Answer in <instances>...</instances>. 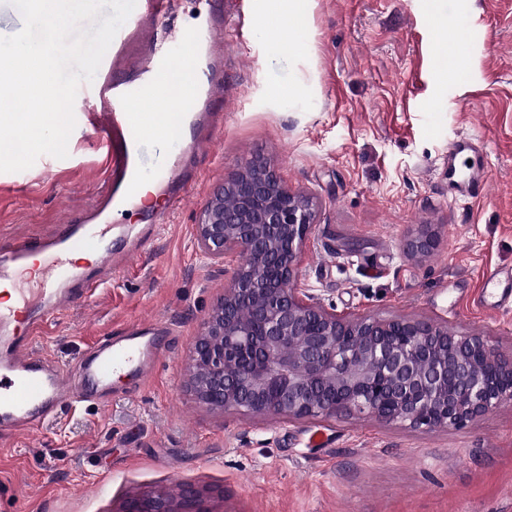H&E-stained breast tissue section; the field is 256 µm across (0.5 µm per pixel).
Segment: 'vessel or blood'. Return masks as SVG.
<instances>
[{
    "mask_svg": "<svg viewBox=\"0 0 512 512\" xmlns=\"http://www.w3.org/2000/svg\"><path fill=\"white\" fill-rule=\"evenodd\" d=\"M131 14L112 41V53L103 58L99 81L84 88L86 99L107 98L112 102L96 130L113 140L105 151V189L93 206L68 208L63 232L52 239H23L6 258L0 259V282L14 280L15 270L25 268L37 255H75L93 252L99 260L90 270L56 268V275L42 289L43 303L33 304L32 289L17 288L16 307L0 306V434L12 437L38 433L55 421L65 406L91 400L95 388L123 373L148 377L157 365L148 327L134 325L133 335L104 339L89 354L59 367L31 350L36 336L43 334L55 318L70 306L90 302L106 287L114 270L124 267L110 246L104 245L101 222L127 202L137 199L144 174L156 170L166 186L163 211L153 212L144 229L151 235L164 222L168 211L189 196L197 173L188 166L158 167L157 149L166 144L187 157L200 147V131L216 115L212 103L224 98V59L198 54L171 56L168 44L179 40L194 47L211 41L224 29V12L216 10L201 31L176 33L161 30L156 22L172 15L175 0H137ZM131 72V79L118 78V71ZM489 173L479 169L464 181L452 182L457 197L468 198L485 191ZM481 303L495 311L512 305V273H489Z\"/></svg>",
    "mask_w": 512,
    "mask_h": 512,
    "instance_id": "b4317fda",
    "label": "vessel or blood"
}]
</instances>
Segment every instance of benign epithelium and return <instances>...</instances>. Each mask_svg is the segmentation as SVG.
Returning a JSON list of instances; mask_svg holds the SVG:
<instances>
[{
	"mask_svg": "<svg viewBox=\"0 0 512 512\" xmlns=\"http://www.w3.org/2000/svg\"><path fill=\"white\" fill-rule=\"evenodd\" d=\"M231 196L235 206H224ZM315 205L288 190L272 164L255 156L237 167L200 211L196 246L216 263L241 250L224 296L192 348L191 390L202 405L290 419L363 414L412 428L464 426L512 401V355L487 336L453 331L432 318H342L314 297L287 288L309 238ZM437 246L428 225L406 244ZM123 512H209L183 491L172 504L148 496Z\"/></svg>",
	"mask_w": 512,
	"mask_h": 512,
	"instance_id": "benign-epithelium-1",
	"label": "benign epithelium"
}]
</instances>
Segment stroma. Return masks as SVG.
I'll return each mask as SVG.
<instances>
[{
    "label": "stroma",
    "mask_w": 512,
    "mask_h": 512,
    "mask_svg": "<svg viewBox=\"0 0 512 512\" xmlns=\"http://www.w3.org/2000/svg\"><path fill=\"white\" fill-rule=\"evenodd\" d=\"M219 7L222 125L191 157L202 183L107 291L33 343L68 363L150 320L164 359L143 386L113 381L108 407L87 402L41 435L0 436V512H121L129 498L185 488L211 512H512V402L461 428L415 430L222 413L188 389L195 338L243 261L204 260L197 218L256 155L317 204L296 288L342 317H429L512 353V311L478 305L483 273L512 269V0H305L289 46L269 0H181L170 23L199 26ZM461 26L464 43L440 39ZM74 114L66 158L0 173V257L21 236L55 235L70 203L99 192L104 152L83 98ZM463 136L483 143L470 160L492 181L459 200L446 158ZM422 224L438 245L413 256L404 244Z\"/></svg>",
    "instance_id": "obj_1"
}]
</instances>
